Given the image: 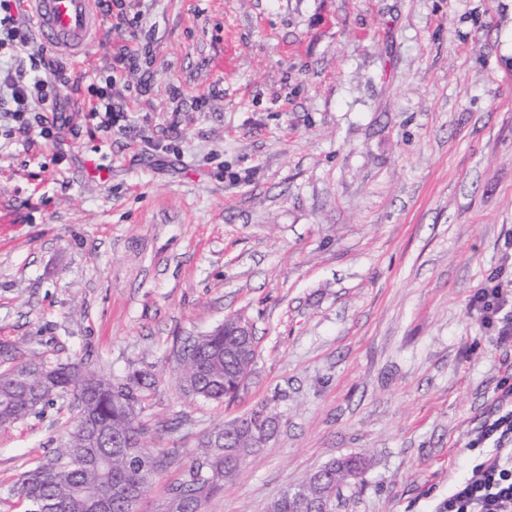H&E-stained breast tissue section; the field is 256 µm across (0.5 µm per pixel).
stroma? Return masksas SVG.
Listing matches in <instances>:
<instances>
[{
	"label": "stroma",
	"mask_w": 512,
	"mask_h": 512,
	"mask_svg": "<svg viewBox=\"0 0 512 512\" xmlns=\"http://www.w3.org/2000/svg\"><path fill=\"white\" fill-rule=\"evenodd\" d=\"M153 57L118 75L126 130H0V372L80 359L159 378L144 512L200 438L264 407L274 437L205 512H269L364 453L337 512H440L512 347L468 306L512 246V0H145ZM107 168L100 179L97 164ZM244 316L237 397L183 394L175 357ZM72 397L0 428V497L62 448Z\"/></svg>",
	"instance_id": "35a3bbf8"
}]
</instances>
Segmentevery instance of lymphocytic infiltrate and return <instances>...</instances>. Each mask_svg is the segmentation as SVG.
<instances>
[{
	"label": "lymphocytic infiltrate",
	"mask_w": 512,
	"mask_h": 512,
	"mask_svg": "<svg viewBox=\"0 0 512 512\" xmlns=\"http://www.w3.org/2000/svg\"><path fill=\"white\" fill-rule=\"evenodd\" d=\"M23 0H0V119L13 129L34 134L51 146L61 145L68 128V100L62 90L82 94L88 122L104 135L125 129L130 104L115 100L114 73L131 71L149 61V45L122 44L112 53L104 79L75 77L55 66L44 47L36 45ZM469 305L497 343L512 345V253L487 284L469 297ZM470 447L485 448L471 478L456 483L444 504L445 512H512V384L500 388L494 408L477 427Z\"/></svg>",
	"instance_id": "f902f5d3"
}]
</instances>
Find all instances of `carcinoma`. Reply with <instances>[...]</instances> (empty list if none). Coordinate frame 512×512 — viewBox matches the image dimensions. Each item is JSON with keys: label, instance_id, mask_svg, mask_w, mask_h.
<instances>
[{"label": "carcinoma", "instance_id": "cac0c4a2", "mask_svg": "<svg viewBox=\"0 0 512 512\" xmlns=\"http://www.w3.org/2000/svg\"><path fill=\"white\" fill-rule=\"evenodd\" d=\"M188 356L177 369L181 390L203 400L233 399L255 362L253 350L243 351L234 335V318L225 319L224 333H208L187 345ZM156 387L154 375L135 370L111 379L89 370L80 360L56 362L41 377L0 376V426L11 425L63 395L81 404L68 435V447L81 452L84 463L43 472L35 466L24 472L9 495L27 505V512H139L161 460L141 445L145 433L142 412ZM254 452L247 438L233 449L212 445L203 436L189 469L205 466V478L186 477L169 489V498L188 500L191 512H203L207 499L224 488ZM364 455L334 459L326 464L330 480L316 472L283 491L270 512H336L342 488L367 469Z\"/></svg>", "mask_w": 512, "mask_h": 512}]
</instances>
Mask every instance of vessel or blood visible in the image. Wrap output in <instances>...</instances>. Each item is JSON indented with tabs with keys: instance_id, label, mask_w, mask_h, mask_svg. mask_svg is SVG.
Wrapping results in <instances>:
<instances>
[{
	"instance_id": "b4317fda",
	"label": "vessel or blood",
	"mask_w": 512,
	"mask_h": 512,
	"mask_svg": "<svg viewBox=\"0 0 512 512\" xmlns=\"http://www.w3.org/2000/svg\"><path fill=\"white\" fill-rule=\"evenodd\" d=\"M32 24L47 45L79 60L95 46L93 33L100 21L90 0H28Z\"/></svg>"
}]
</instances>
